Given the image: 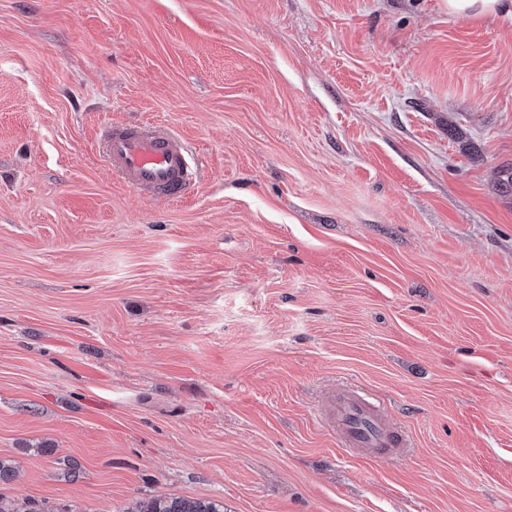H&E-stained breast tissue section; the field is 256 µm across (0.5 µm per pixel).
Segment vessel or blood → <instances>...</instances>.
Returning <instances> with one entry per match:
<instances>
[{"label":"vessel or blood","mask_w":512,"mask_h":512,"mask_svg":"<svg viewBox=\"0 0 512 512\" xmlns=\"http://www.w3.org/2000/svg\"><path fill=\"white\" fill-rule=\"evenodd\" d=\"M104 168L139 194L169 202L186 193L192 173L186 141L152 121L108 123L97 137ZM319 416L343 447L369 458H395L406 443L393 421L371 397L355 389L327 393Z\"/></svg>","instance_id":"vessel-or-blood-1"}]
</instances>
